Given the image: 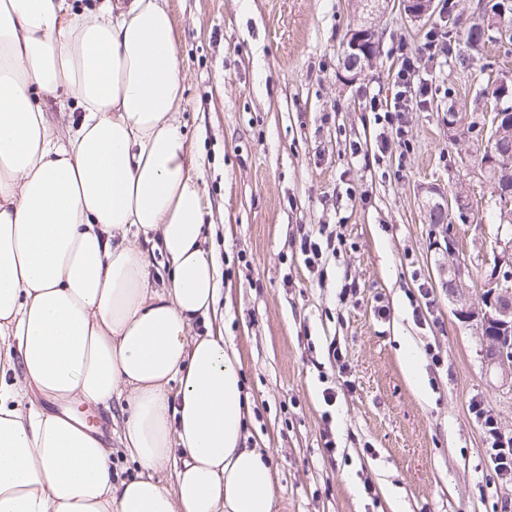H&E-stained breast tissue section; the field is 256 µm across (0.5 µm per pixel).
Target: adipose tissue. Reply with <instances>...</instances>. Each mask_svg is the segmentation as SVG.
Returning a JSON list of instances; mask_svg holds the SVG:
<instances>
[{"label":"adipose tissue","instance_id":"adipose-tissue-1","mask_svg":"<svg viewBox=\"0 0 512 512\" xmlns=\"http://www.w3.org/2000/svg\"><path fill=\"white\" fill-rule=\"evenodd\" d=\"M182 92L167 0H0V512H275L239 359L206 321L219 272ZM119 395L128 480L84 412Z\"/></svg>","mask_w":512,"mask_h":512}]
</instances>
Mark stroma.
Returning a JSON list of instances; mask_svg holds the SVG:
<instances>
[{
	"label": "stroma",
	"mask_w": 512,
	"mask_h": 512,
	"mask_svg": "<svg viewBox=\"0 0 512 512\" xmlns=\"http://www.w3.org/2000/svg\"><path fill=\"white\" fill-rule=\"evenodd\" d=\"M480 2L440 0L422 21L390 6L374 21L376 57L350 72L343 53L362 0H168L179 117L222 274L217 315L241 362L248 442L272 451L276 512H512V480L471 411L480 403L512 436V361L491 358L481 324L512 225L481 169V132L448 138L449 109L483 120L482 91L512 74V45L487 44L465 69L463 42L428 47L430 32L465 26ZM373 95L406 108V145L379 153ZM434 191L464 193L468 219L431 223ZM304 233L339 235L323 270L305 264ZM452 267L464 273L460 302L444 286ZM351 283L356 294L341 296Z\"/></svg>",
	"instance_id": "1"
}]
</instances>
